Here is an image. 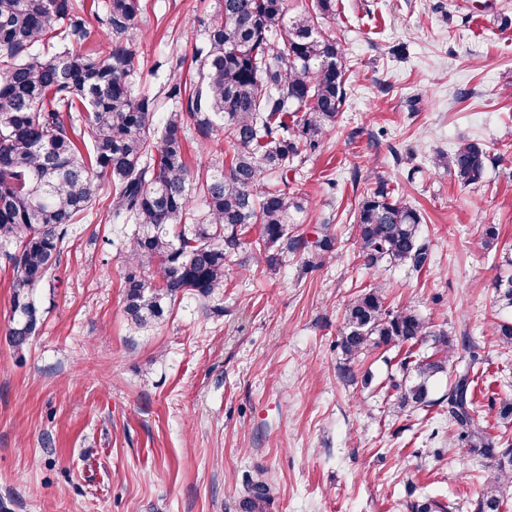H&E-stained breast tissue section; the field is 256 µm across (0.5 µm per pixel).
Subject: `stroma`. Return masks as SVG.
Listing matches in <instances>:
<instances>
[{
	"mask_svg": "<svg viewBox=\"0 0 512 512\" xmlns=\"http://www.w3.org/2000/svg\"><path fill=\"white\" fill-rule=\"evenodd\" d=\"M216 0H143L136 91L164 98L157 65L191 58L197 20ZM352 82L335 130L289 177L306 193L298 232L322 225L338 242L314 267L282 250L276 266H229L208 299L185 296L163 321L132 331L123 312L130 229L109 221L108 190L70 225L54 287L37 290L41 328L23 352L6 334L11 274L0 259V512H241L248 480L265 474L270 512H408L431 497L477 512L499 474L458 448L447 376L435 406L396 412L401 347L340 376L336 347L347 301L384 284L434 330L469 336L485 360L477 415L492 434L491 396L512 397V353L488 332L494 284L512 256V0H336L323 22ZM487 145L484 183L463 188L439 153ZM399 189L423 216L429 266H362L348 226L366 181ZM499 230L486 248L482 227Z\"/></svg>",
	"mask_w": 512,
	"mask_h": 512,
	"instance_id": "1",
	"label": "stroma"
}]
</instances>
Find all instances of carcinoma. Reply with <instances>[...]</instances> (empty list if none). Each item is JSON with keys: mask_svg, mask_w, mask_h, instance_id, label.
<instances>
[{"mask_svg": "<svg viewBox=\"0 0 512 512\" xmlns=\"http://www.w3.org/2000/svg\"><path fill=\"white\" fill-rule=\"evenodd\" d=\"M141 0H106L98 19L111 41L106 55L81 51L89 36L83 0H0V246L11 269L12 327L17 352L39 331L42 314L34 293L51 281L68 226L84 219L103 186L110 189L111 220L130 224L124 312L140 331L162 320L187 295L211 296L224 287L226 267L243 271L278 251L307 250L314 267L332 250L330 225L308 248L291 238L294 215L304 198L289 184L288 168L316 152L335 129L350 84L336 39L322 33L321 20L336 14V0H310L291 16L286 0H216L199 21L193 60L197 80L187 87L183 59L168 58L165 95L181 111L161 117L157 98L134 92L139 66L134 34ZM90 138L81 151L77 123ZM232 147L198 187L203 210L193 205L184 161V127ZM489 154L485 144L465 139L432 160L463 188L483 184ZM423 216L379 181L359 203L353 229L364 265L422 269L429 245ZM257 226L259 234L245 241ZM496 303L512 308V274L498 279ZM381 284L347 303L336 341L346 363L341 377L356 379L355 366L383 345L407 346L393 385L403 411L433 405L434 378L455 363L448 389V417L457 426L459 448L497 459V486L481 494L477 512H504L512 500V442L492 437L475 418L471 373L482 363L461 337L468 355H457L454 339L436 332L410 307L386 305ZM497 346L512 351V321L490 323ZM432 336L429 356L413 346ZM269 502V486L250 484L245 512Z\"/></svg>", "mask_w": 512, "mask_h": 512, "instance_id": "obj_1", "label": "carcinoma"}]
</instances>
